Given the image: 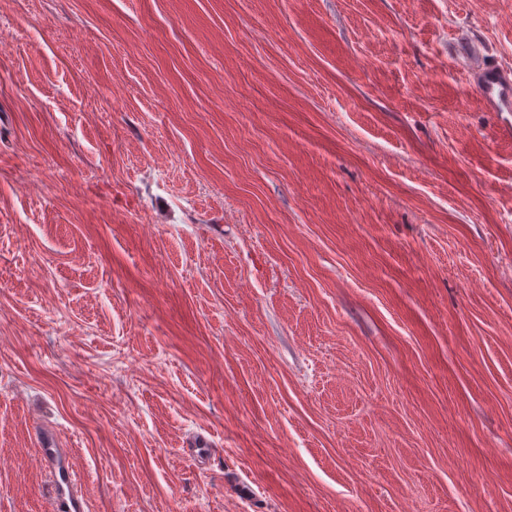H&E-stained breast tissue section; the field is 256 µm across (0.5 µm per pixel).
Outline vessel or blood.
<instances>
[{
  "label": "vessel or blood",
  "mask_w": 512,
  "mask_h": 512,
  "mask_svg": "<svg viewBox=\"0 0 512 512\" xmlns=\"http://www.w3.org/2000/svg\"><path fill=\"white\" fill-rule=\"evenodd\" d=\"M472 84L484 105L493 112L512 110V68L494 62L479 64L472 72ZM39 451L49 476L51 512H86L82 480L73 468L66 449L56 436L39 432Z\"/></svg>",
  "instance_id": "obj_1"
}]
</instances>
